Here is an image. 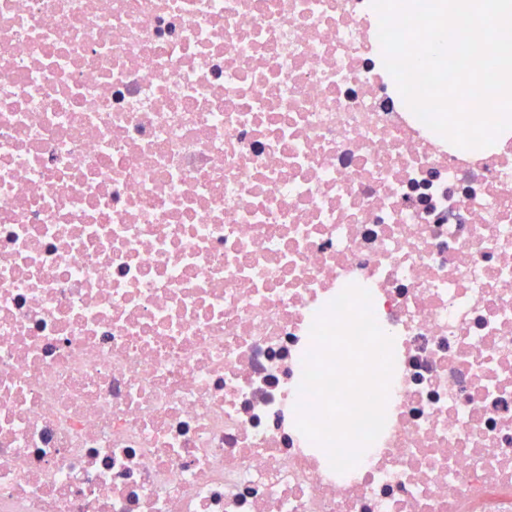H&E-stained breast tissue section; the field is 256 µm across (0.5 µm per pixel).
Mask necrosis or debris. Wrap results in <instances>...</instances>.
I'll use <instances>...</instances> for the list:
<instances>
[{
	"label": "necrosis or debris",
	"instance_id": "obj_1",
	"mask_svg": "<svg viewBox=\"0 0 512 512\" xmlns=\"http://www.w3.org/2000/svg\"><path fill=\"white\" fill-rule=\"evenodd\" d=\"M370 0H0V512H512V136L392 95ZM351 284L352 470L296 426Z\"/></svg>",
	"mask_w": 512,
	"mask_h": 512
}]
</instances>
